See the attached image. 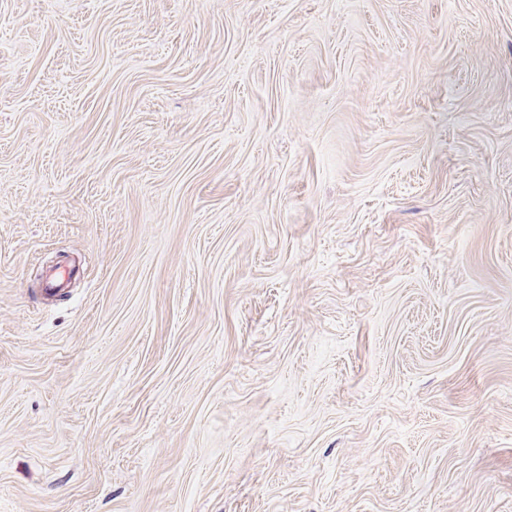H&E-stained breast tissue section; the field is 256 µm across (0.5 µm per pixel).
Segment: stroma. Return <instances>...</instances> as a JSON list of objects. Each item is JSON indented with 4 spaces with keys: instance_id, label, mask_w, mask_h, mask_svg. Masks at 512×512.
Here are the masks:
<instances>
[{
    "instance_id": "stroma-1",
    "label": "stroma",
    "mask_w": 512,
    "mask_h": 512,
    "mask_svg": "<svg viewBox=\"0 0 512 512\" xmlns=\"http://www.w3.org/2000/svg\"><path fill=\"white\" fill-rule=\"evenodd\" d=\"M0 512H512V0H0Z\"/></svg>"
}]
</instances>
